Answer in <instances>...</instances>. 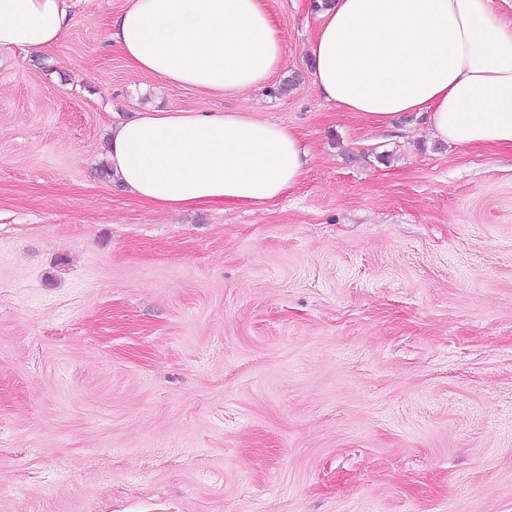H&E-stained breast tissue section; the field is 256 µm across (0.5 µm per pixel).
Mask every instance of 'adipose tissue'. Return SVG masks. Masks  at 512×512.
<instances>
[{
  "mask_svg": "<svg viewBox=\"0 0 512 512\" xmlns=\"http://www.w3.org/2000/svg\"><path fill=\"white\" fill-rule=\"evenodd\" d=\"M65 0H0V50L57 46ZM110 42L164 83L232 93L260 86L284 44L261 0H126ZM318 92L367 122L425 114L430 137L512 151V18L492 0H333L307 48ZM113 178L180 212L257 206L301 181L308 152L290 127L236 113L146 111L110 128Z\"/></svg>",
  "mask_w": 512,
  "mask_h": 512,
  "instance_id": "ef3b65f1",
  "label": "adipose tissue"
}]
</instances>
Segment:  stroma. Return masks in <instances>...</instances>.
Instances as JSON below:
<instances>
[{
	"instance_id": "stroma-1",
	"label": "stroma",
	"mask_w": 512,
	"mask_h": 512,
	"mask_svg": "<svg viewBox=\"0 0 512 512\" xmlns=\"http://www.w3.org/2000/svg\"><path fill=\"white\" fill-rule=\"evenodd\" d=\"M0 52V512H512V152L315 88L317 0H264V87L132 70L125 0ZM295 129L298 185L172 213L101 177L142 111Z\"/></svg>"
}]
</instances>
